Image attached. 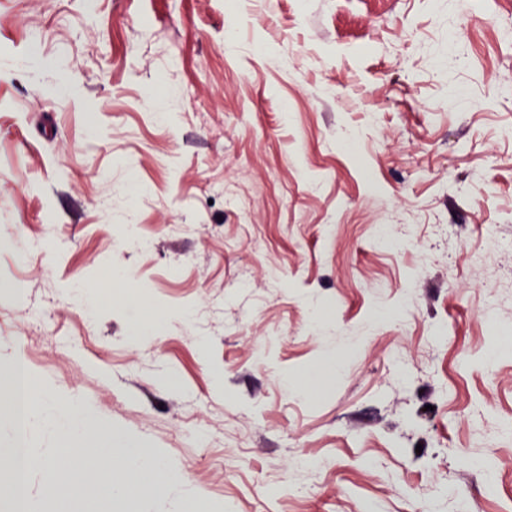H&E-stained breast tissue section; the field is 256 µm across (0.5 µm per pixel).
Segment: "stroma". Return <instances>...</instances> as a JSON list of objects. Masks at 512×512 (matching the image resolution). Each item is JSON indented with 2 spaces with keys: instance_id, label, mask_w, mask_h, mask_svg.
<instances>
[{
  "instance_id": "35a3bbf8",
  "label": "stroma",
  "mask_w": 512,
  "mask_h": 512,
  "mask_svg": "<svg viewBox=\"0 0 512 512\" xmlns=\"http://www.w3.org/2000/svg\"><path fill=\"white\" fill-rule=\"evenodd\" d=\"M506 20L512 0H0V288L24 290L0 296V366L30 357L189 489L79 477L69 512H416L436 487L435 512H512L491 333L512 249L482 252L512 242ZM113 268L126 304L87 324L69 290ZM137 303L160 318L142 348Z\"/></svg>"
}]
</instances>
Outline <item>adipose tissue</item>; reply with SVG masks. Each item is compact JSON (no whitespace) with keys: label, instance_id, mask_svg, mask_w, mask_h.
I'll use <instances>...</instances> for the list:
<instances>
[{"label":"adipose tissue","instance_id":"1","mask_svg":"<svg viewBox=\"0 0 512 512\" xmlns=\"http://www.w3.org/2000/svg\"><path fill=\"white\" fill-rule=\"evenodd\" d=\"M29 398L32 425L60 439H89L95 446L85 454L73 448L60 449L58 457L50 461L27 448L24 433H17L12 447L0 448L1 497L11 499L26 492V485L17 482L21 473L42 472L56 486L69 485L80 473L96 484L112 486L122 497L136 493L140 480L152 476L149 465L155 460V453L125 432L103 423L84 402L76 398H46L36 385L32 386Z\"/></svg>","mask_w":512,"mask_h":512}]
</instances>
